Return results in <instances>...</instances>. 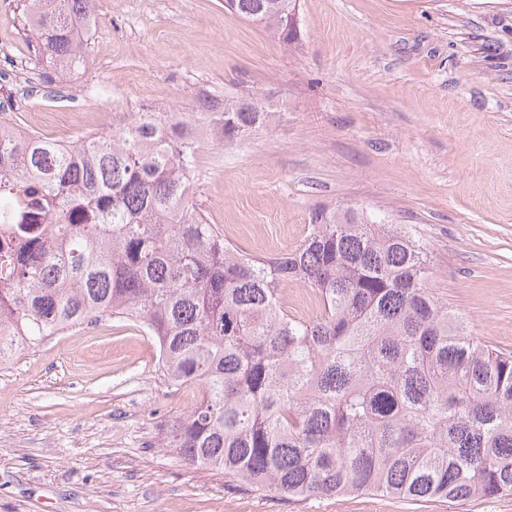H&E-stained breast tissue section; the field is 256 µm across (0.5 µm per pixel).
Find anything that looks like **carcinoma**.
I'll use <instances>...</instances> for the list:
<instances>
[{"label":"carcinoma","instance_id":"obj_1","mask_svg":"<svg viewBox=\"0 0 512 512\" xmlns=\"http://www.w3.org/2000/svg\"><path fill=\"white\" fill-rule=\"evenodd\" d=\"M97 0H24L39 57L86 63ZM279 41L298 39L299 0H225ZM212 106L112 122L79 144L14 129L0 113V359L103 319L141 324L175 390L200 399L167 447L256 491L371 494L412 502L512 495V352L470 335L403 227L352 210L314 215L295 247L259 258L224 240L186 191ZM261 98H224L211 132L271 126ZM308 289L317 313H288Z\"/></svg>","mask_w":512,"mask_h":512}]
</instances>
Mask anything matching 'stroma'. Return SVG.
<instances>
[{
    "instance_id": "35a3bbf8",
    "label": "stroma",
    "mask_w": 512,
    "mask_h": 512,
    "mask_svg": "<svg viewBox=\"0 0 512 512\" xmlns=\"http://www.w3.org/2000/svg\"><path fill=\"white\" fill-rule=\"evenodd\" d=\"M109 0L88 41L98 101L49 103L20 0H0L16 57L0 97L37 90L28 129L101 130L104 109L190 111L206 94L263 93L276 124L200 154L208 223L258 257L284 252L315 211L398 224L422 244L434 286L470 333L512 351V0H300L291 45L224 0ZM200 399L174 391L133 322L60 332L0 363V512H512V496L413 504L373 495L293 500L185 464L170 420Z\"/></svg>"
}]
</instances>
